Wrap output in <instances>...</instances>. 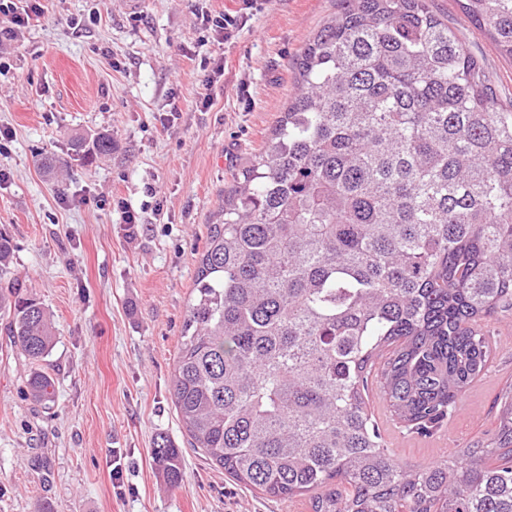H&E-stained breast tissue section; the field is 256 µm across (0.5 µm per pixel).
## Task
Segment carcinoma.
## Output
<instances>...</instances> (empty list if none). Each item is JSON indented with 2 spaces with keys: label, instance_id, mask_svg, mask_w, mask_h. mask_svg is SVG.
Returning <instances> with one entry per match:
<instances>
[{
  "label": "carcinoma",
  "instance_id": "cac0c4a2",
  "mask_svg": "<svg viewBox=\"0 0 512 512\" xmlns=\"http://www.w3.org/2000/svg\"><path fill=\"white\" fill-rule=\"evenodd\" d=\"M512 57V0H463ZM298 93L234 177L199 259L171 398L190 445L236 481L313 512H512V387L497 425L413 467L365 396L430 436L485 371L487 318L512 309V102L428 0H344L295 62ZM72 155L112 154L76 135ZM12 238L0 231V277ZM29 394L55 341L42 303L0 291ZM152 458L183 481L168 436Z\"/></svg>",
  "mask_w": 512,
  "mask_h": 512
}]
</instances>
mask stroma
I'll return each instance as SVG.
<instances>
[{"label": "stroma", "mask_w": 512, "mask_h": 512, "mask_svg": "<svg viewBox=\"0 0 512 512\" xmlns=\"http://www.w3.org/2000/svg\"><path fill=\"white\" fill-rule=\"evenodd\" d=\"M0 46V228L15 245L1 288L50 311L56 344L42 363L49 402L27 393L30 365L0 310V512H312L311 494L268 497L191 448L170 382L198 260L233 175L260 152L298 90L294 63L343 0H258L228 42L201 12L239 0H42ZM479 58L500 102L512 60L458 0H430ZM210 101H202V90ZM111 134L110 157L49 175L33 156H66L71 134ZM139 225L120 223L118 203ZM493 352L452 420L430 437L379 416L396 458L419 466L496 424L512 385V312L489 318ZM181 448L184 479L167 487L157 434Z\"/></svg>", "instance_id": "1"}]
</instances>
